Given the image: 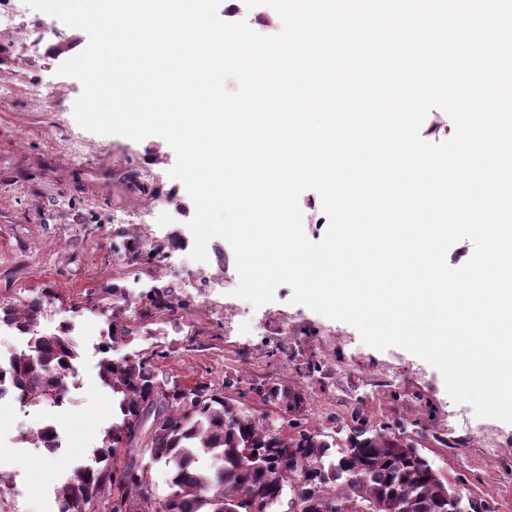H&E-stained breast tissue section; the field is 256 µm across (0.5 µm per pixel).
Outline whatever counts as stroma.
Returning <instances> with one entry per match:
<instances>
[{
	"mask_svg": "<svg viewBox=\"0 0 512 512\" xmlns=\"http://www.w3.org/2000/svg\"><path fill=\"white\" fill-rule=\"evenodd\" d=\"M0 21V303L15 304L52 291L40 331L61 319L76 330V375L66 377L68 399L60 405L23 404L0 398V476L8 489L0 512H58L56 489L76 468L98 467L105 430L116 419L115 397L99 378V344L108 321L85 311L88 300L111 305L120 289L137 314L125 315L132 331L113 358L165 351L158 366L170 380L223 390L224 398L260 420L273 434L288 436L289 419L263 402L261 388L278 384L304 396L303 429L332 436L345 448L356 417L413 438L437 475L460 485L488 512H512V424L488 419L502 433L497 456L480 453L472 430L480 421L465 403L448 396L442 374L412 353L362 343L355 327L293 303L289 286H278L261 307L239 300L247 314L236 331L224 330V294L237 280L225 279L235 264L231 245L212 238L207 259L189 250L171 252L164 266L146 256L169 232L166 224H127L123 218L163 200L173 180V148L161 137L134 141L83 129L72 108L79 80L58 75L59 66L84 50L85 31L65 27L64 38L45 37L25 49L4 35ZM63 85L64 92L34 102V86ZM85 144L72 156L67 144ZM155 168L159 181L130 190L132 165ZM144 258L134 259V250ZM172 285L183 315L171 318L146 307L151 287ZM56 422L60 448L25 441Z\"/></svg>",
	"mask_w": 512,
	"mask_h": 512,
	"instance_id": "35a3bbf8",
	"label": "stroma"
}]
</instances>
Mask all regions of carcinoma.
<instances>
[{
  "label": "carcinoma",
  "instance_id": "carcinoma-1",
  "mask_svg": "<svg viewBox=\"0 0 512 512\" xmlns=\"http://www.w3.org/2000/svg\"><path fill=\"white\" fill-rule=\"evenodd\" d=\"M51 294L20 304H1L0 320L30 335L27 347L11 356L9 375L20 401L61 402L64 377L77 353L64 333L36 330L43 300ZM148 308L163 313L174 303L170 288H152ZM99 365L105 385L119 396V419L105 431L96 469L72 473L57 489L59 512H90L100 498L137 505L143 496L144 468L116 459L135 447L126 436L145 406L159 404L173 410L161 432L141 448L149 463H162L171 473L169 493L160 498L159 512H248L260 499L271 506L283 503L288 493L313 502L312 512H336V506L365 508L382 502L385 512H481L472 497L454 501L455 487L442 482L413 439L389 436L357 420L347 448L333 451L336 442L325 435L300 431L295 437L273 435L255 420L224 400L207 385L188 388L163 376L156 360L162 351L134 353L119 359L107 356L114 344L131 331L121 319L110 322ZM263 400L293 417L303 404L301 393L274 385L262 391ZM201 455L212 459L209 468L198 466Z\"/></svg>",
  "mask_w": 512,
  "mask_h": 512
}]
</instances>
